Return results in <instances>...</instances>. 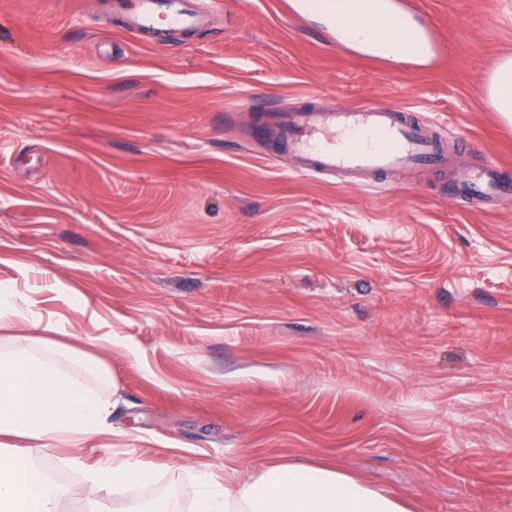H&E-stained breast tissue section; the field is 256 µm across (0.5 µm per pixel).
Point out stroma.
I'll return each mask as SVG.
<instances>
[{"mask_svg":"<svg viewBox=\"0 0 512 512\" xmlns=\"http://www.w3.org/2000/svg\"><path fill=\"white\" fill-rule=\"evenodd\" d=\"M208 24L160 47L110 0H0V287L12 334L101 357L112 431L28 458L68 493L135 458L154 475L107 512L200 475L331 462L416 512H512V206L448 194L512 168L486 78L512 55V0H414L446 70L374 71L280 0H195ZM373 103L435 126L440 171L364 186L297 171L251 110ZM116 337L111 348L95 338ZM79 456L81 466L69 464Z\"/></svg>","mask_w":512,"mask_h":512,"instance_id":"stroma-1","label":"stroma"}]
</instances>
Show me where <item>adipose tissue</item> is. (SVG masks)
<instances>
[{
	"label": "adipose tissue",
	"mask_w": 512,
	"mask_h": 512,
	"mask_svg": "<svg viewBox=\"0 0 512 512\" xmlns=\"http://www.w3.org/2000/svg\"><path fill=\"white\" fill-rule=\"evenodd\" d=\"M486 87L492 109L512 124V57L499 62ZM0 343V512H56L64 488L8 441L49 448L106 432L113 403L92 397L88 381L110 382L111 373L100 359L43 336H6ZM151 478L134 461L91 469L82 512H104L106 498L126 496ZM191 494L194 512H413L404 499L338 467L302 462L267 464L251 479L224 486L204 477Z\"/></svg>",
	"instance_id": "obj_1"
}]
</instances>
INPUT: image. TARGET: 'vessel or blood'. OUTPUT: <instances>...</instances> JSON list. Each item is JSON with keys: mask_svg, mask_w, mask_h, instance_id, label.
<instances>
[{"mask_svg": "<svg viewBox=\"0 0 512 512\" xmlns=\"http://www.w3.org/2000/svg\"><path fill=\"white\" fill-rule=\"evenodd\" d=\"M362 22L384 21V40L401 43L403 64L421 65L439 57L442 45L434 24L410 10L408 0H357ZM203 20L185 0H135L127 10L129 29L155 35L157 44L168 35L189 32ZM275 129L279 142L291 146L303 171L345 174L356 180L363 175L419 168L439 169L447 158L436 135L420 122L407 121L402 111L370 105L336 106L318 112L286 109L271 113L265 136ZM453 196L468 197L480 206L512 201V180L495 161L456 172L448 184Z\"/></svg>", "mask_w": 512, "mask_h": 512, "instance_id": "1", "label": "vessel or blood"}]
</instances>
